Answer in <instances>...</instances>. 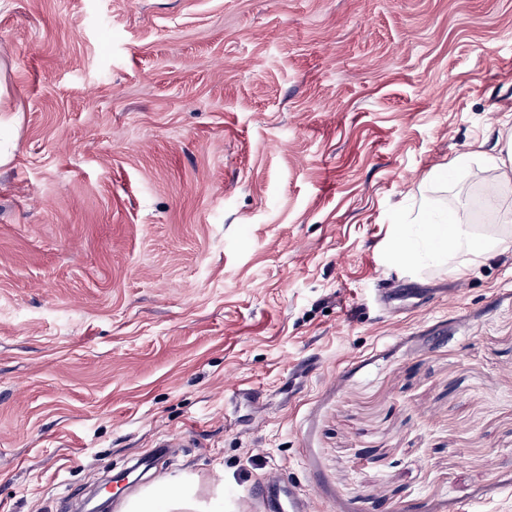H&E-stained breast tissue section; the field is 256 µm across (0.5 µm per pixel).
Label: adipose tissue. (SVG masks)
I'll use <instances>...</instances> for the list:
<instances>
[{"label":"adipose tissue","mask_w":512,"mask_h":512,"mask_svg":"<svg viewBox=\"0 0 512 512\" xmlns=\"http://www.w3.org/2000/svg\"><path fill=\"white\" fill-rule=\"evenodd\" d=\"M422 237L434 254L447 257L453 269L464 271L487 252L505 248L502 240L475 237L461 221L426 224ZM184 477H173L142 488L122 507V512H223L219 503H199L184 493Z\"/></svg>","instance_id":"1"}]
</instances>
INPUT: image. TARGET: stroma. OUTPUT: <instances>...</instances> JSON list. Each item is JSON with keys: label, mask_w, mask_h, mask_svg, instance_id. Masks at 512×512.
I'll return each instance as SVG.
<instances>
[{"label": "stroma", "mask_w": 512, "mask_h": 512, "mask_svg": "<svg viewBox=\"0 0 512 512\" xmlns=\"http://www.w3.org/2000/svg\"><path fill=\"white\" fill-rule=\"evenodd\" d=\"M0 512H512V0H0ZM504 147L497 155H491L483 150L471 152L457 157L451 162V168L457 177L464 176L469 168L470 159H480L484 165L498 171V176L504 181H509L512 176V139L506 143L505 156ZM426 219V216H422L419 223H432L425 222ZM448 222L453 224L422 225V238L434 254L447 256L448 264L451 263L453 269L460 273L483 259L487 252L510 247L504 240L478 239L468 230L467 224L450 215ZM183 476L150 484L133 495L121 512H222L224 503H198L183 492ZM264 497L267 501L271 500L277 503L278 510H283L285 507L290 509V512H307L311 511V503L308 502L306 506V510L298 509L294 504V493L293 489L290 486H282V487H268L265 486L262 491Z\"/></svg>", "instance_id": "stroma-1"}]
</instances>
